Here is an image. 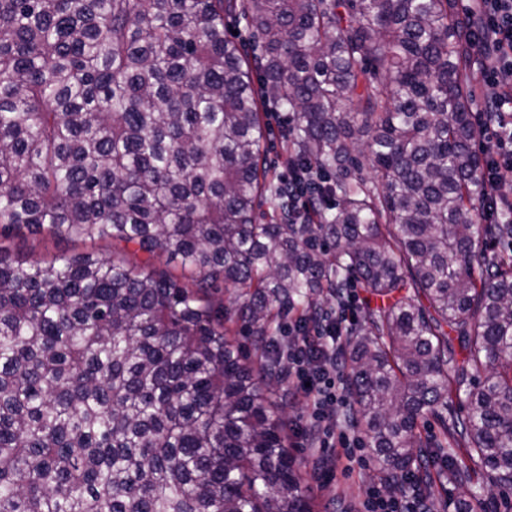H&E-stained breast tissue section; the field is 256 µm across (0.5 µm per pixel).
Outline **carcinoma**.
Segmentation results:
<instances>
[{"instance_id": "obj_1", "label": "carcinoma", "mask_w": 512, "mask_h": 512, "mask_svg": "<svg viewBox=\"0 0 512 512\" xmlns=\"http://www.w3.org/2000/svg\"><path fill=\"white\" fill-rule=\"evenodd\" d=\"M468 56L458 0H0V512H314L275 320L352 280L391 300L343 337L385 487L433 455L511 489L512 221H475ZM262 103L324 180L303 224L260 164ZM263 194L281 221L255 222ZM27 235L149 260L1 245ZM225 25L227 34L243 45L245 52L250 58L259 55L258 41L246 17L236 12L226 19ZM233 31H237V35H233Z\"/></svg>"}]
</instances>
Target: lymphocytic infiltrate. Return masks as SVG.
<instances>
[{"label": "lymphocytic infiltrate", "instance_id": "lymphocytic-infiltrate-1", "mask_svg": "<svg viewBox=\"0 0 512 512\" xmlns=\"http://www.w3.org/2000/svg\"><path fill=\"white\" fill-rule=\"evenodd\" d=\"M471 52L473 68L485 91L482 185L487 206L480 219L495 224L503 212L512 213V197L502 191L503 185L512 182V0H478ZM353 302V297H346L336 311L281 327L287 339L283 359L288 386L310 408L296 432L317 451V479L323 484L335 480L337 472L370 466L361 429L339 423L349 397L344 385L347 366L338 347L336 327L347 320ZM362 507L363 512H430L429 498L420 488L392 497L372 482L366 485Z\"/></svg>", "mask_w": 512, "mask_h": 512}]
</instances>
